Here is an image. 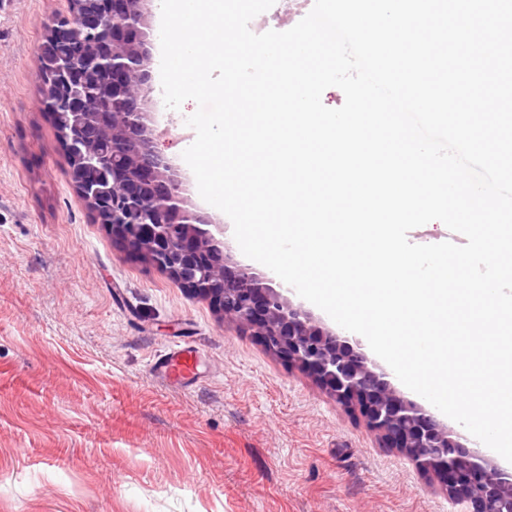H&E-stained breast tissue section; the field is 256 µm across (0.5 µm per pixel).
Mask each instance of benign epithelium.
<instances>
[{
    "label": "benign epithelium",
    "mask_w": 512,
    "mask_h": 512,
    "mask_svg": "<svg viewBox=\"0 0 512 512\" xmlns=\"http://www.w3.org/2000/svg\"><path fill=\"white\" fill-rule=\"evenodd\" d=\"M146 0H88L93 21L73 10L46 25L50 54L39 81L56 77L63 94L47 96L69 140L66 164L94 212L152 264L213 300L224 320L262 336L277 353L325 386L338 402L355 401L388 446L450 481L448 493L479 512H512V469L467 445L417 401L402 394L360 341L319 325L289 289L246 265H224V228L189 208L187 183L157 150L146 124L152 52Z\"/></svg>",
    "instance_id": "benign-epithelium-1"
}]
</instances>
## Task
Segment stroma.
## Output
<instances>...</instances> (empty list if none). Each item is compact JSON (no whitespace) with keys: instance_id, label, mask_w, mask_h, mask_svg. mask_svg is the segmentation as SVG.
Masks as SVG:
<instances>
[{"instance_id":"stroma-1","label":"stroma","mask_w":512,"mask_h":512,"mask_svg":"<svg viewBox=\"0 0 512 512\" xmlns=\"http://www.w3.org/2000/svg\"><path fill=\"white\" fill-rule=\"evenodd\" d=\"M65 0H0V512H463L357 404L226 323L80 196L36 76ZM185 101L151 111L189 147ZM200 380L153 372L170 348Z\"/></svg>"}]
</instances>
